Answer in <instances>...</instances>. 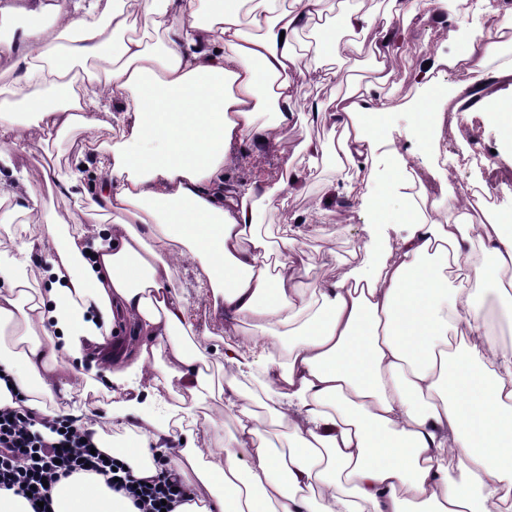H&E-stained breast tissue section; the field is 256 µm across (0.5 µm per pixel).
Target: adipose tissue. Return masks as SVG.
Returning <instances> with one entry per match:
<instances>
[{"mask_svg":"<svg viewBox=\"0 0 512 512\" xmlns=\"http://www.w3.org/2000/svg\"><path fill=\"white\" fill-rule=\"evenodd\" d=\"M26 3L28 14H51L61 43L48 49L39 26L0 41L16 73L6 93L28 117L22 136L0 142V161L74 129L89 149L4 192L14 206L0 223L20 217L42 233L0 240V409L22 397L32 411L75 419L140 478L155 476L164 455L193 490L175 512H512V344L485 314L490 290L512 320V220L475 219L448 169L438 173L447 201H431L416 153L395 145L405 232L373 265L307 283L291 225L260 229L267 203L303 191L301 153L344 158L345 192L367 199L368 159L392 105L380 92L387 57L368 81L335 67L375 21L356 0ZM482 4L487 23L461 53L429 54L416 68L422 95L411 107L430 148L435 72L467 73L444 95L461 104L512 77L511 63L490 65L512 35V7ZM306 30L316 37L304 45ZM313 80L344 89L318 115L331 135L280 153L268 175L260 152L293 136L300 87ZM244 148L257 154L258 177L228 184ZM47 187L69 196L81 221L59 216ZM36 256L37 288L25 279ZM184 265L213 298L220 384L173 285ZM120 325L136 336L105 376L138 382L101 414L74 401L66 372ZM259 363L269 370L257 397L243 380ZM160 388L218 396L224 409L201 419L181 403L146 411L140 392ZM228 412L235 431L199 442L197 427ZM51 495L53 512H137L102 474L62 479Z\"/></svg>","mask_w":512,"mask_h":512,"instance_id":"obj_1","label":"adipose tissue"}]
</instances>
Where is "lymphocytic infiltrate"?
Wrapping results in <instances>:
<instances>
[{
    "mask_svg": "<svg viewBox=\"0 0 512 512\" xmlns=\"http://www.w3.org/2000/svg\"><path fill=\"white\" fill-rule=\"evenodd\" d=\"M91 447L70 418L49 421L22 407L0 409V489L28 495L33 504L47 502L60 479L116 467V459L101 457ZM109 486L130 498L138 512H174L186 499L185 489L165 472L138 480L125 470Z\"/></svg>",
    "mask_w": 512,
    "mask_h": 512,
    "instance_id": "lymphocytic-infiltrate-1",
    "label": "lymphocytic infiltrate"
}]
</instances>
